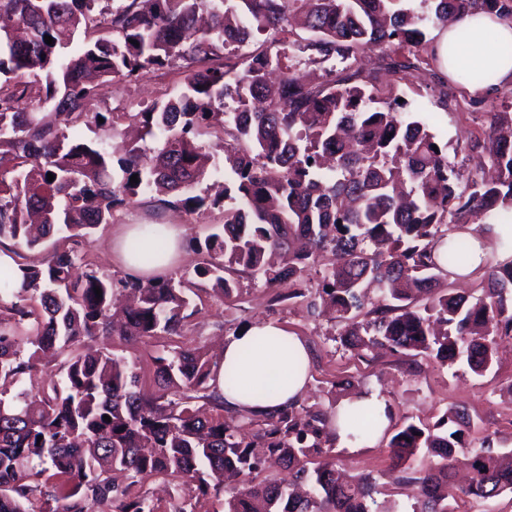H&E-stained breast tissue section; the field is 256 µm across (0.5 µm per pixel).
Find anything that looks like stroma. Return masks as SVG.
<instances>
[{
	"label": "stroma",
	"mask_w": 512,
	"mask_h": 512,
	"mask_svg": "<svg viewBox=\"0 0 512 512\" xmlns=\"http://www.w3.org/2000/svg\"><path fill=\"white\" fill-rule=\"evenodd\" d=\"M183 79L182 71L163 69L136 83L106 86L100 101L120 112H136L151 101L175 93ZM399 91L420 118L429 119L431 132L447 143L449 162L464 171L477 163L463 149L466 140L486 136L490 113L512 110V99L506 92L479 98L462 92L456 81L452 82L444 103L437 91L431 90L426 76L401 81ZM132 220L142 224H180L187 239L202 240L214 225L223 223L224 213L212 207L163 208L153 196H141L136 203L118 208L112 222L98 229L83 249L86 261L100 271L116 273L118 267L112 261L110 244L118 227ZM272 295L261 280L247 276L241 278L240 290L231 298L221 301L213 293H201L196 301L199 312L179 337V345L192 348L209 344L218 350L226 338L246 325L272 322L301 337L310 351L311 380L302 405H324L331 398H344L343 385L349 382L354 391L377 392L391 405L395 420L406 417L420 425L434 423L445 414L461 415L470 423L468 439L472 444H480L489 437L496 451L512 450V339L500 344L494 367L481 375L464 364L441 365L422 357L410 360L391 352L359 354L335 340L332 323L311 315L305 299L277 303ZM85 344L135 359L143 378L142 391L153 392V354L160 349V341L136 347L119 336H98L86 339ZM332 453L350 473L379 476L382 499L394 503L398 512H412L413 487L394 483L382 475L389 464L387 440L355 452L336 447Z\"/></svg>",
	"instance_id": "35a3bbf8"
}]
</instances>
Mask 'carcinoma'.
Returning <instances> with one entry per match:
<instances>
[{"instance_id": "carcinoma-1", "label": "carcinoma", "mask_w": 512, "mask_h": 512, "mask_svg": "<svg viewBox=\"0 0 512 512\" xmlns=\"http://www.w3.org/2000/svg\"><path fill=\"white\" fill-rule=\"evenodd\" d=\"M430 2L441 28L477 5L512 19V0ZM0 16L25 32L0 28V241L32 250L66 232L81 245L144 192L192 210L224 205L204 258L177 279L99 272L76 249L0 268V512H387L376 479L346 474L331 455L323 408L227 407L218 359L202 347L162 350L147 398L135 363L75 345L180 336L196 313L186 289L209 282L226 298L239 273L272 290L288 285L278 300L304 297L310 262L329 253L319 305L344 324L342 345L484 373L494 337L512 336V258L486 265L478 296L439 284L470 257L457 231L474 225L493 241L512 215V114H491L488 136L464 146L494 176H466L428 120L398 102L397 86L357 66L378 49L400 80L421 69L426 17L407 0H0ZM289 27L307 36L237 54ZM176 67L185 73L177 92L139 112L100 106L89 81L131 83ZM120 120L139 137L122 146L115 174L107 138ZM81 125L105 137L72 136ZM203 126L224 134L223 158L197 142ZM220 174L232 179L224 196L192 194ZM129 249L146 266L161 259L137 239ZM372 289L385 304L367 310ZM345 422L373 429L363 408ZM389 449L395 480L416 490L414 512L512 492V462L469 447L446 415L402 425ZM270 458L291 482L266 473ZM153 477L191 498L162 508L144 489Z\"/></svg>"}]
</instances>
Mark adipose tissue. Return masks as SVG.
<instances>
[{"instance_id": "obj_1", "label": "adipose tissue", "mask_w": 512, "mask_h": 512, "mask_svg": "<svg viewBox=\"0 0 512 512\" xmlns=\"http://www.w3.org/2000/svg\"><path fill=\"white\" fill-rule=\"evenodd\" d=\"M468 33V40H460V33ZM512 46V20H505L475 10L461 23L448 25L436 35L437 52L443 73L457 78L467 70L489 72L491 85L467 84L469 93L483 95L488 87L507 89L512 87V53L504 54L503 45ZM167 244L159 268L143 266L129 252L127 245L132 239L147 240V227L143 224H125L112 239V255L128 276L147 279L158 271L168 270L186 246L185 231L170 224L166 227ZM220 369L238 371L243 385L224 389L227 406L251 411L259 415L274 412L289 403L300 400L310 379V357L304 342L285 329L265 323L249 325L229 337L223 346ZM271 381L276 385L273 395H259L257 384ZM371 409L377 420L378 431H385L390 421L385 415L386 402L377 393L363 392L343 399L335 409L332 427L340 447L357 451V440L351 439L344 422L349 407Z\"/></svg>"}]
</instances>
